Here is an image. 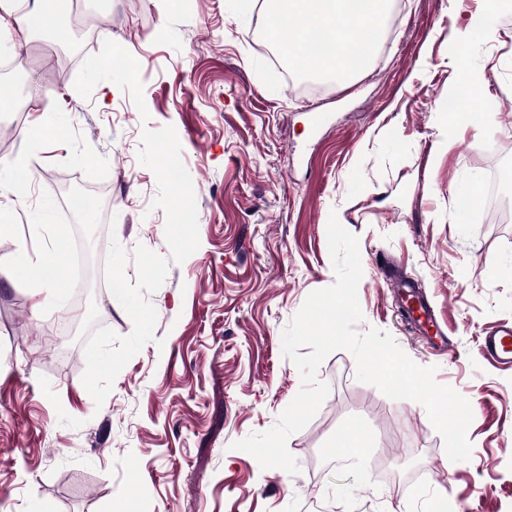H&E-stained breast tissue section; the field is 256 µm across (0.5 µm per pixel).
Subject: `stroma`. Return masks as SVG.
Wrapping results in <instances>:
<instances>
[{
	"instance_id": "stroma-1",
	"label": "stroma",
	"mask_w": 512,
	"mask_h": 512,
	"mask_svg": "<svg viewBox=\"0 0 512 512\" xmlns=\"http://www.w3.org/2000/svg\"><path fill=\"white\" fill-rule=\"evenodd\" d=\"M482 7L398 0L385 58L340 82L283 77L262 39L266 0H85L82 16L63 13L65 37L0 36L14 100L0 111L14 131L5 155L39 173L25 196L0 192L13 214L0 229V512H432L442 491L457 512H512V368L479 345L512 323V222H490L482 199L461 206L491 169L512 171V66L496 54L512 12L490 13L486 40L465 50L488 80L468 107L489 106L490 126L448 132L438 108L457 79L449 32ZM118 51L124 65L88 70ZM166 125L193 182L199 247L148 294L154 339L99 406L82 383L87 335L68 325L88 297L97 326L131 333L104 279L111 241L170 255L157 179L138 159L143 130ZM68 185L99 198L82 219ZM336 210L359 241V331L390 333L469 400L470 460L449 463L424 407L358 381L345 349L321 364L330 393L287 440L297 473L231 449L301 387L282 334L336 281ZM70 240L83 268L66 262L57 298L36 305L39 278L15 258L61 257ZM391 265L429 298L453 352L399 316ZM357 427L371 440L362 464L343 449Z\"/></svg>"
}]
</instances>
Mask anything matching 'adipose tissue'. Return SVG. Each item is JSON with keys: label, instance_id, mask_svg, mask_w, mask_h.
Returning a JSON list of instances; mask_svg holds the SVG:
<instances>
[{"label": "adipose tissue", "instance_id": "ef3b65f1", "mask_svg": "<svg viewBox=\"0 0 512 512\" xmlns=\"http://www.w3.org/2000/svg\"><path fill=\"white\" fill-rule=\"evenodd\" d=\"M55 0H35L26 12H15L0 0V31L59 33ZM392 0H281L263 19L267 33L285 48L288 67L316 77L345 80L371 57L385 36Z\"/></svg>", "mask_w": 512, "mask_h": 512}]
</instances>
